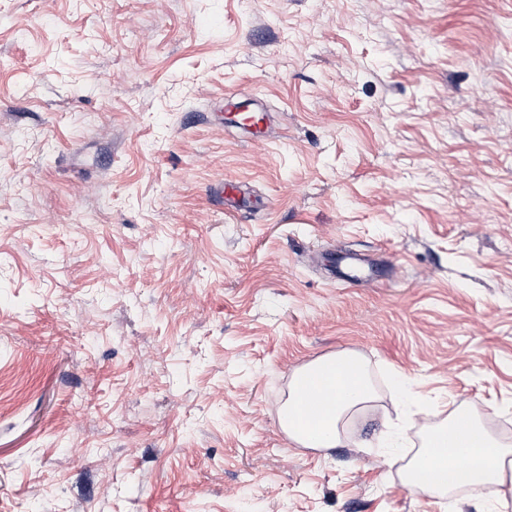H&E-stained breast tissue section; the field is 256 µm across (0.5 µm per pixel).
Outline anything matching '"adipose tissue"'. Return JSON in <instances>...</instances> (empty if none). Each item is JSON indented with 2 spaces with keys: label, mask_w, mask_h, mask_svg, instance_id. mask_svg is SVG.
I'll use <instances>...</instances> for the list:
<instances>
[{
  "label": "adipose tissue",
  "mask_w": 512,
  "mask_h": 512,
  "mask_svg": "<svg viewBox=\"0 0 512 512\" xmlns=\"http://www.w3.org/2000/svg\"><path fill=\"white\" fill-rule=\"evenodd\" d=\"M375 398L358 353H329L293 372L288 397L278 411L279 426L299 447L336 448L345 441V418ZM403 483L429 494L464 486L477 499H498L504 487H512V446L496 438L468 403H458L426 432L406 466Z\"/></svg>",
  "instance_id": "obj_1"
}]
</instances>
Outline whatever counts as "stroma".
Returning a JSON list of instances; mask_svg holds the SVG:
<instances>
[{"mask_svg":"<svg viewBox=\"0 0 512 512\" xmlns=\"http://www.w3.org/2000/svg\"><path fill=\"white\" fill-rule=\"evenodd\" d=\"M460 401L512 418V0H0V512H484L377 446ZM376 398L363 358L355 352L328 353L298 369L278 422L300 448H337L345 443L344 419Z\"/></svg>","mask_w":512,"mask_h":512,"instance_id":"35a3bbf8","label":"stroma"}]
</instances>
